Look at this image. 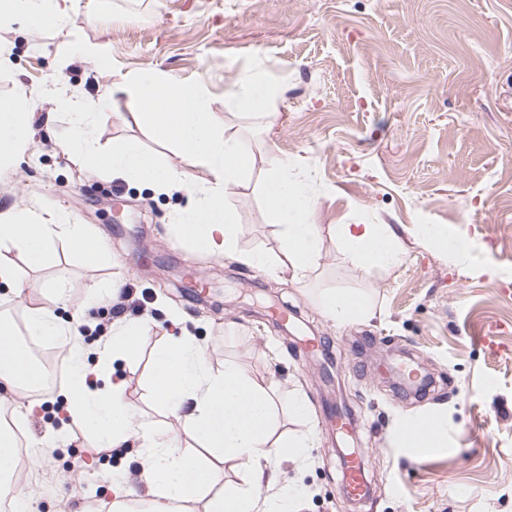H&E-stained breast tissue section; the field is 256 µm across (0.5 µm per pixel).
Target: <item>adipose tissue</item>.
<instances>
[{
  "label": "adipose tissue",
  "mask_w": 512,
  "mask_h": 512,
  "mask_svg": "<svg viewBox=\"0 0 512 512\" xmlns=\"http://www.w3.org/2000/svg\"><path fill=\"white\" fill-rule=\"evenodd\" d=\"M75 4L76 0H0V21L31 28L48 25L62 31L74 23ZM50 94L71 117L72 132L64 148L96 171L166 192L191 180L193 170H206L209 180L195 186L179 216L181 234L215 256L249 266L267 265L263 254L239 249L241 230L229 195L244 178L250 161L240 140L224 134L215 113L209 112L204 82L176 83L145 69L121 76L110 93L92 103L55 88ZM121 97L135 106L134 111L124 113V121L173 142L181 167L165 165L133 140L118 141L103 150L87 137L86 128L95 112ZM30 104V97L21 94L0 105V171L9 168L34 139ZM264 200L282 228L284 257L276 267L291 281L305 284L320 265L322 236L315 201L294 160L280 161L265 184ZM336 236L344 253L361 263L391 267L404 255L399 236L385 224H340ZM87 238V227L71 223L61 209L12 205L0 210V248H19L35 266L52 256L58 241L77 243ZM49 299V305L24 308L23 316L30 335L58 342L72 358L73 369L63 390L72 420L89 429L96 447H119L136 431L143 440L142 478L149 495L137 496L127 489L124 475L109 473L106 479L116 495L112 512H297L304 487L294 486L272 497L261 496L260 491L276 480L271 467L274 459H308L317 435L306 424L289 438L277 436L275 404L266 383L234 363L213 371L205 349L194 337L174 339L156 361L154 386L160 404L183 421L186 431L201 441L211 458L203 461L187 455L155 426L137 422L121 384L96 385L97 379L108 377L114 360L133 349L135 327L113 326L98 350L97 370L92 373L85 364L82 343L54 313L55 307L70 304L69 288L54 283ZM319 306L328 319L339 324L366 316L372 309L367 296L338 289L325 291ZM15 334L13 326L0 322V383L9 386L34 377L25 352L14 341ZM227 462L244 469L243 482L216 484L215 466Z\"/></svg>",
  "instance_id": "1"
}]
</instances>
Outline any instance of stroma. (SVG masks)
Returning a JSON list of instances; mask_svg holds the SVG:
<instances>
[{"instance_id":"1","label":"stroma","mask_w":512,"mask_h":512,"mask_svg":"<svg viewBox=\"0 0 512 512\" xmlns=\"http://www.w3.org/2000/svg\"><path fill=\"white\" fill-rule=\"evenodd\" d=\"M0 43L11 47L0 102L32 91L35 129L50 123L62 137L70 117L43 96L47 86L96 98L115 76L145 68L204 81L209 110L250 157L230 197L241 250L282 255L263 192L286 156L311 182L322 234L321 264L302 287L273 268L212 257L178 239L185 193L108 178L39 136L0 175V206L61 208L94 240L60 243L41 266L15 249L0 254L23 287L0 283L14 323L23 304H45L49 285L63 282L72 304L55 313L71 329L141 324L110 380L137 420L191 453L198 442L153 393L154 361L172 338L196 336L213 369L237 362L280 398L301 392L318 446L304 464L277 461L273 487L303 485L299 512H512V0H78L70 33L2 22ZM80 43L99 46L102 60L79 57ZM257 71L273 75L276 99L265 113L236 111L234 84ZM128 109L99 111V146L134 139L180 166L173 143L122 122ZM339 224L389 225L401 263L349 258ZM421 224L471 244L478 263L421 243ZM94 285L133 299L114 315L113 303L90 302ZM327 288L366 294L372 314L326 319L317 298ZM404 363L427 394L404 385ZM0 407L22 421V504L33 512H112L101 475L114 469L146 491L141 440L100 456L86 427L68 422L60 392L41 404L0 387ZM430 414L442 443L403 445L401 424ZM64 424L69 442L53 446L47 431ZM345 448L367 458L365 499L343 491Z\"/></svg>"}]
</instances>
